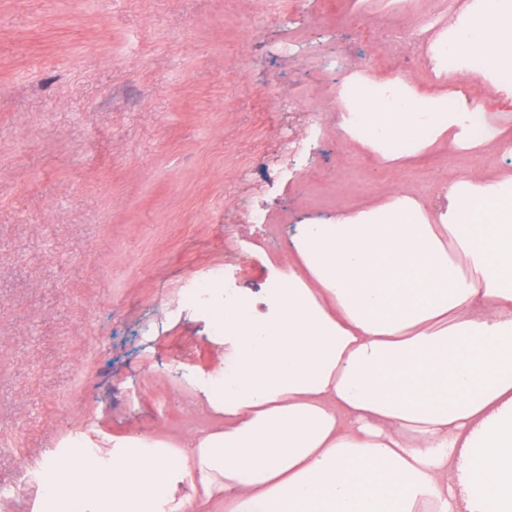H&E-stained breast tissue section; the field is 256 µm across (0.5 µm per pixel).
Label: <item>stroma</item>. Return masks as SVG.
<instances>
[{
	"mask_svg": "<svg viewBox=\"0 0 512 512\" xmlns=\"http://www.w3.org/2000/svg\"><path fill=\"white\" fill-rule=\"evenodd\" d=\"M264 14L257 47L245 33ZM356 20L416 18L389 0H0V485L74 434L206 424L196 378L223 372L224 340L183 293L209 267L257 305L299 225L512 169L485 141L389 161L346 139L318 55H382ZM286 33L290 59L267 50ZM403 80L508 109L422 61ZM288 132L307 136L292 166ZM249 209L268 223H244Z\"/></svg>",
	"mask_w": 512,
	"mask_h": 512,
	"instance_id": "1",
	"label": "stroma"
}]
</instances>
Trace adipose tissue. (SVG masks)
<instances>
[{"label":"adipose tissue","mask_w":512,"mask_h":512,"mask_svg":"<svg viewBox=\"0 0 512 512\" xmlns=\"http://www.w3.org/2000/svg\"><path fill=\"white\" fill-rule=\"evenodd\" d=\"M453 71L512 104V0H470L442 32ZM386 87L338 104L343 131L469 142L468 98ZM288 270L212 312L228 383L205 426L88 438L42 465V512H512V175L470 172L432 213L407 195L301 225Z\"/></svg>","instance_id":"adipose-tissue-1"}]
</instances>
